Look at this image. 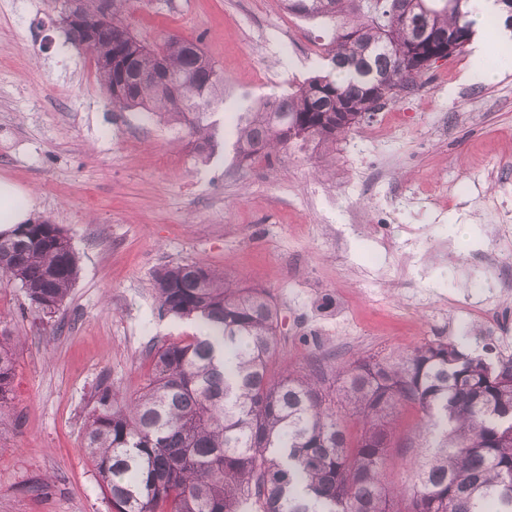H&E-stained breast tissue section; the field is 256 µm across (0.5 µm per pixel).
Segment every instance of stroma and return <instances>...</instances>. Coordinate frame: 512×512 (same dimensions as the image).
Segmentation results:
<instances>
[{"label": "stroma", "instance_id": "obj_1", "mask_svg": "<svg viewBox=\"0 0 512 512\" xmlns=\"http://www.w3.org/2000/svg\"><path fill=\"white\" fill-rule=\"evenodd\" d=\"M123 17L149 43L199 42L223 72L218 148L198 162L187 129L113 109L56 0H0V179L80 259L46 320L0 278V326L19 341L0 413V512H112L83 448L96 389L135 397L148 348L199 331L160 316L163 265L202 262L270 292L287 364L336 368L434 339L494 361L502 341L460 309L492 303L512 324V237L493 234L512 226V68L479 82L461 51L336 145L245 163L238 113L320 72L316 39L330 26L282 0H128ZM417 420L409 405L392 419L388 473L401 487L422 451Z\"/></svg>", "mask_w": 512, "mask_h": 512}]
</instances>
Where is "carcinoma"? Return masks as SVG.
Returning a JSON list of instances; mask_svg holds the SVG:
<instances>
[{"label":"carcinoma","instance_id":"obj_1","mask_svg":"<svg viewBox=\"0 0 512 512\" xmlns=\"http://www.w3.org/2000/svg\"><path fill=\"white\" fill-rule=\"evenodd\" d=\"M110 21L95 62L119 110L139 109L185 127L200 161L217 130L213 105L224 76L197 41L148 45L122 19L126 0H81ZM407 0H284L288 12L321 18L333 33L328 71L241 113V159L309 141L336 144L374 106L380 86L418 83L422 59L398 63L415 41ZM428 28L427 52L466 46L468 0H412ZM165 58L159 80L141 81ZM0 273L20 284L33 313L55 314L79 274V257L59 225L43 219L0 234ZM159 310L198 323L199 333L148 350L143 389L124 399L99 388L84 427L88 458L113 512H512V358L495 365L455 341H431L396 355L358 357L334 372L280 362L279 314L263 290L234 288L201 262L168 264L153 277ZM15 338L0 330V411L14 392ZM420 412L425 452L410 487L384 471L388 418ZM362 424L348 439L343 418Z\"/></svg>","mask_w":512,"mask_h":512}]
</instances>
